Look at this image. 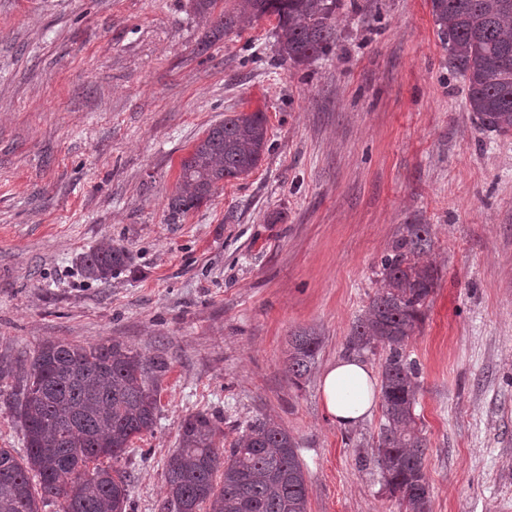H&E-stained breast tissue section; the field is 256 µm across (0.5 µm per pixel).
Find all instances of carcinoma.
Here are the masks:
<instances>
[{
    "instance_id": "obj_1",
    "label": "carcinoma",
    "mask_w": 512,
    "mask_h": 512,
    "mask_svg": "<svg viewBox=\"0 0 512 512\" xmlns=\"http://www.w3.org/2000/svg\"><path fill=\"white\" fill-rule=\"evenodd\" d=\"M448 61L463 79L467 105L479 129L512 135V0H429ZM217 0H194L195 12L226 32L245 18L276 17L280 63L304 64L336 40L335 16L343 0H234L214 15ZM268 150L262 112H234L211 127L181 161L172 216L210 201L219 183L248 177ZM429 225L410 224L381 259L378 291L355 322L348 349L386 350L377 462L405 512H430L424 475L427 441L415 430L418 367L406 351L423 321L437 269L425 260ZM93 281L128 269L130 253L103 243L81 254ZM288 373L309 375L321 338L291 334ZM161 355L145 357L119 341L83 346L48 342L24 360L0 361V379L18 374V388L0 390V402L19 419L25 455L0 448V512H128L129 482L114 467L131 440L152 431L157 388L168 371ZM204 412L179 425V448L168 459L167 512H309L308 486L298 442L275 421L256 418L228 450Z\"/></svg>"
}]
</instances>
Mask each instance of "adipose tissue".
<instances>
[{
  "label": "adipose tissue",
  "instance_id": "obj_1",
  "mask_svg": "<svg viewBox=\"0 0 512 512\" xmlns=\"http://www.w3.org/2000/svg\"><path fill=\"white\" fill-rule=\"evenodd\" d=\"M326 414L341 426L357 424L370 416L376 397V377L361 360L350 357L326 367L321 381Z\"/></svg>",
  "mask_w": 512,
  "mask_h": 512
}]
</instances>
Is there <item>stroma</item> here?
I'll return each mask as SVG.
<instances>
[{"instance_id": "1", "label": "stroma", "mask_w": 512, "mask_h": 512, "mask_svg": "<svg viewBox=\"0 0 512 512\" xmlns=\"http://www.w3.org/2000/svg\"><path fill=\"white\" fill-rule=\"evenodd\" d=\"M359 2L293 67L272 17L215 38L192 0H0V356L114 339L168 359L156 426L119 463L130 512H164L198 411L224 449L276 418L309 512H403L376 462L381 409L337 425L320 378L408 224L430 226L440 275L407 346L431 512H512V136L474 123L428 0ZM255 111L259 167L172 217L181 159ZM107 241L131 266L85 278L79 256ZM301 329L322 345L297 384Z\"/></svg>"}]
</instances>
